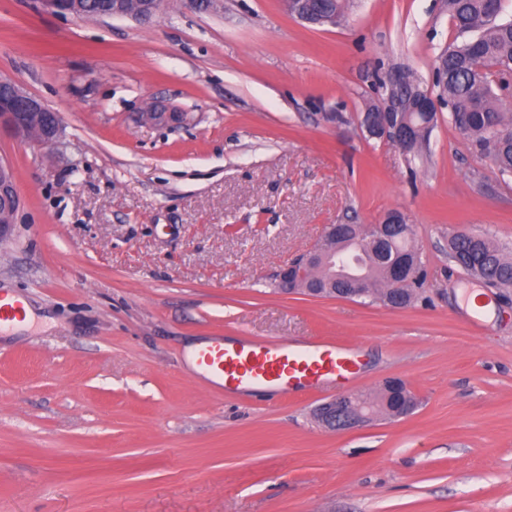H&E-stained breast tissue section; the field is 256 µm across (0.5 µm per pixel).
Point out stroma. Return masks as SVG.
<instances>
[{
	"instance_id": "35a3bbf8",
	"label": "stroma",
	"mask_w": 512,
	"mask_h": 512,
	"mask_svg": "<svg viewBox=\"0 0 512 512\" xmlns=\"http://www.w3.org/2000/svg\"><path fill=\"white\" fill-rule=\"evenodd\" d=\"M462 39L445 0H349L323 27L282 0H167L147 24L0 0V78L62 128L54 148L0 138L23 199L0 295L32 311L0 330V512H512V291L448 260L457 232L512 247V176L447 110L412 162L360 124L379 74L432 85ZM150 105L185 119L144 121ZM393 210L427 271L411 305L279 290L327 225ZM216 336L331 343L357 372L229 394L186 361ZM388 377L416 395L408 416L315 420Z\"/></svg>"
}]
</instances>
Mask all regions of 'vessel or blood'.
<instances>
[{
	"mask_svg": "<svg viewBox=\"0 0 512 512\" xmlns=\"http://www.w3.org/2000/svg\"><path fill=\"white\" fill-rule=\"evenodd\" d=\"M196 363L223 375L228 392L286 393L321 390L348 380L356 366L350 353L332 345L296 346L287 342H243L226 347L221 340L200 349Z\"/></svg>",
	"mask_w": 512,
	"mask_h": 512,
	"instance_id": "vessel-or-blood-1",
	"label": "vessel or blood"
}]
</instances>
